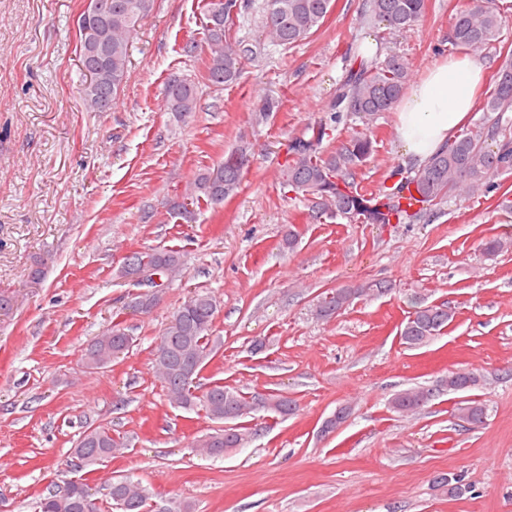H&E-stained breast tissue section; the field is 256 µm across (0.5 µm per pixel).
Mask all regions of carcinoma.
I'll use <instances>...</instances> for the list:
<instances>
[{
    "mask_svg": "<svg viewBox=\"0 0 512 512\" xmlns=\"http://www.w3.org/2000/svg\"><path fill=\"white\" fill-rule=\"evenodd\" d=\"M332 0H266L262 20L266 30L282 46H293L307 40L324 23ZM495 0H468L454 19L448 40L458 49L477 52L500 41L502 15L512 8L494 6ZM155 0H88L79 14L77 50L85 75H98L83 88L86 106L97 112L112 109V103L124 85L128 74L129 44L136 27L154 9ZM205 9L204 53L206 79L224 86L241 76L246 50L231 42L229 30L237 0H224V5L208 2ZM426 10V0H366L364 18L385 26L389 31H401L420 21ZM494 82L484 102V110L495 112L492 125H476L459 133L441 148L412 177L395 171L399 180L378 192H366L355 185L358 167L373 150L366 133L351 138L334 151L324 146L332 128L343 118H370L387 112L405 93L409 84L407 65L398 57L382 63L369 64L359 60L348 69L336 95L332 114L309 124L303 134L288 146V160L282 171V184L291 191L312 195L316 206L339 217L363 224H409L421 212L435 207L450 196L473 193L481 189L490 193L499 189L492 178L512 170V50L504 51ZM168 110L178 119L191 117L197 109V89L194 83L174 78L167 86ZM250 163L244 150L231 151L224 159L197 173L194 182L195 201L214 205L234 195ZM512 248V240L494 237L482 243L483 251L496 256ZM181 251L174 248L135 252L123 263L121 276L133 278L147 268L160 275L166 283L183 268ZM385 293L390 286L370 282L359 286L338 288L326 293L315 307V316L329 320L336 317L353 301L369 292ZM217 303L206 292L194 294L173 315L164 327L154 351V368L168 401L185 410H203L219 427L198 439L192 451L210 457H222L239 447L249 432L245 427L225 429L221 424L237 421L249 414L253 402L242 392L214 382L202 393H196L195 380L213 357L211 340ZM454 318L446 306L417 309L401 331L404 344L417 347L425 344L447 327ZM134 344L120 324L95 337L84 349L82 359L89 370L104 368L127 352ZM425 388L410 387L398 391L389 402L390 410L404 415L425 407ZM266 408L280 415L296 410L294 400L279 393L266 395ZM457 416L474 419L481 425L487 418V408L480 400H469L457 407ZM123 445L107 427L85 430L77 440L75 454L90 466L108 458L112 450ZM88 486L72 483L68 494L54 493L39 502V512H86L84 500ZM112 505L120 512H153L152 492L142 483L125 478L112 484L109 492Z\"/></svg>",
    "mask_w": 512,
    "mask_h": 512,
    "instance_id": "1",
    "label": "carcinoma"
}]
</instances>
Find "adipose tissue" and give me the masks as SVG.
I'll use <instances>...</instances> for the list:
<instances>
[{
	"instance_id": "obj_1",
	"label": "adipose tissue",
	"mask_w": 512,
	"mask_h": 512,
	"mask_svg": "<svg viewBox=\"0 0 512 512\" xmlns=\"http://www.w3.org/2000/svg\"><path fill=\"white\" fill-rule=\"evenodd\" d=\"M486 63L476 56L444 59L394 106L396 134L405 154L424 161L467 122Z\"/></svg>"
}]
</instances>
